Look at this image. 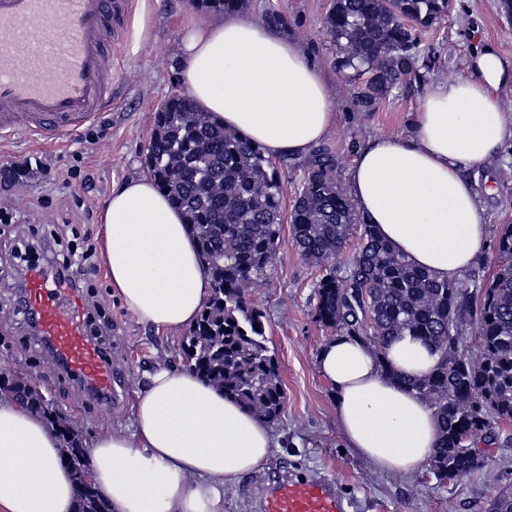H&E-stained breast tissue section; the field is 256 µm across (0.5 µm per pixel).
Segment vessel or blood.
Returning <instances> with one entry per match:
<instances>
[{"label":"vessel or blood","mask_w":512,"mask_h":512,"mask_svg":"<svg viewBox=\"0 0 512 512\" xmlns=\"http://www.w3.org/2000/svg\"><path fill=\"white\" fill-rule=\"evenodd\" d=\"M136 0H0V137L79 133L112 107V47L127 33ZM20 305L50 364L95 398H112L108 351L87 326L81 292L27 263ZM262 512H346L322 480L290 478L266 495Z\"/></svg>","instance_id":"b4317fda"}]
</instances>
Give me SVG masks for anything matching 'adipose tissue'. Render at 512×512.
Returning <instances> with one entry per match:
<instances>
[{"mask_svg": "<svg viewBox=\"0 0 512 512\" xmlns=\"http://www.w3.org/2000/svg\"><path fill=\"white\" fill-rule=\"evenodd\" d=\"M474 77L432 83L406 138L381 136L353 161L349 194L366 222L415 266L459 281L489 234L475 173L507 141L512 116L501 86L512 69L494 48L476 53ZM180 80L199 109L261 143L269 157H299L336 120L322 71L293 39L264 21L228 13L181 43ZM101 221L108 280L137 322L178 334L211 292L195 242L152 179L113 190ZM344 335L316 363L336 393L349 448L377 471H420L439 437L436 417L395 374L420 376L439 356L403 337L387 352ZM274 446L271 427L188 369L160 364L133 407V429L91 443L89 469L111 512H224V489L256 470ZM77 483L44 417L0 393V512H73Z\"/></svg>", "mask_w": 512, "mask_h": 512, "instance_id": "obj_1", "label": "adipose tissue"}]
</instances>
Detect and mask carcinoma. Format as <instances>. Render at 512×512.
Instances as JSON below:
<instances>
[{
    "label": "carcinoma",
    "instance_id": "obj_1",
    "mask_svg": "<svg viewBox=\"0 0 512 512\" xmlns=\"http://www.w3.org/2000/svg\"><path fill=\"white\" fill-rule=\"evenodd\" d=\"M245 0H193L200 8L236 12ZM448 0H334L325 19L336 46V68L346 74L362 112L379 105L432 61L420 49V31L440 19ZM146 164L157 187L184 216L211 281V294L183 338L190 370L222 388L254 415L273 421L285 393L266 345L263 313L246 297L249 284L267 276L282 224L285 174L264 148L201 112L185 94L155 113ZM337 161L324 147L303 163L290 213L302 254L336 257L359 234V251L344 272L336 267L316 284L317 322L357 337L385 359L390 343L405 335L429 345L437 364L417 378L393 375L431 407L439 438L430 459L442 480L486 466L460 438L497 440L496 428L512 421V224L500 227L493 246L492 278L440 281L417 268L365 222L336 181ZM474 328L479 356L465 347L463 327ZM47 420L53 414L20 378L0 379ZM65 459L81 481V442L67 437ZM75 512H111L93 486L79 485ZM490 512H512V488L492 497Z\"/></svg>",
    "mask_w": 512,
    "mask_h": 512
}]
</instances>
